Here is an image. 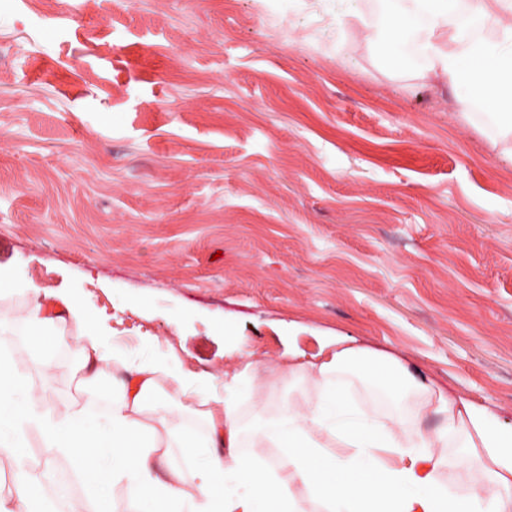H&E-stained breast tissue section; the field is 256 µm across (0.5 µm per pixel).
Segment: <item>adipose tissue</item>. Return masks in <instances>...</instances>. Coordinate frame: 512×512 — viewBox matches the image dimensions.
Segmentation results:
<instances>
[{"label": "adipose tissue", "instance_id": "obj_1", "mask_svg": "<svg viewBox=\"0 0 512 512\" xmlns=\"http://www.w3.org/2000/svg\"><path fill=\"white\" fill-rule=\"evenodd\" d=\"M493 21L495 35L484 34ZM417 41L426 71L447 81L455 106L468 115L486 114L491 127L512 129V0H412L410 11L373 35L375 45L395 56L400 41ZM32 296L15 326L28 336L73 322L80 359L75 374L85 384L83 400L65 411L51 407L13 363L0 357V457L17 468L13 496L0 498V512H38L43 486L28 472L29 433L46 448L69 458L85 492L69 498L67 512H116L115 486H123L129 512H512V423L491 408L444 389L417 366L369 347H342L302 360L288 351L287 366L246 362L225 373L224 396L213 400L212 374L195 373L180 361H161L151 342L130 358L120 347L103 352L99 337L108 325H88L80 302L54 294L53 309ZM118 366L125 375L103 402L98 378ZM360 369L369 394L386 410L367 413L334 376ZM303 375L313 395L289 397L277 415L252 432L254 443L273 451L263 464L241 436L239 395L243 383L268 373ZM170 381L161 387L159 377ZM207 407V436L184 429L185 466L154 473L161 454L156 432L138 416L147 406L186 410L187 400ZM219 412H211L212 402ZM445 418L435 432L424 430L430 414ZM461 439L463 455L444 449ZM479 463L493 492L471 489L450 495L444 472Z\"/></svg>", "mask_w": 512, "mask_h": 512}]
</instances>
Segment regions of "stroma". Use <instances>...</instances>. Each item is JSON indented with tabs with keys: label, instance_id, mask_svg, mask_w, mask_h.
I'll use <instances>...</instances> for the list:
<instances>
[{
	"label": "stroma",
	"instance_id": "35a3bbf8",
	"mask_svg": "<svg viewBox=\"0 0 512 512\" xmlns=\"http://www.w3.org/2000/svg\"><path fill=\"white\" fill-rule=\"evenodd\" d=\"M386 0H0V355L57 410L14 332L64 288L103 347L223 372L320 343L411 359L512 420V135L391 65ZM242 395L244 430L289 391ZM186 414L147 409L170 463Z\"/></svg>",
	"mask_w": 512,
	"mask_h": 512
}]
</instances>
